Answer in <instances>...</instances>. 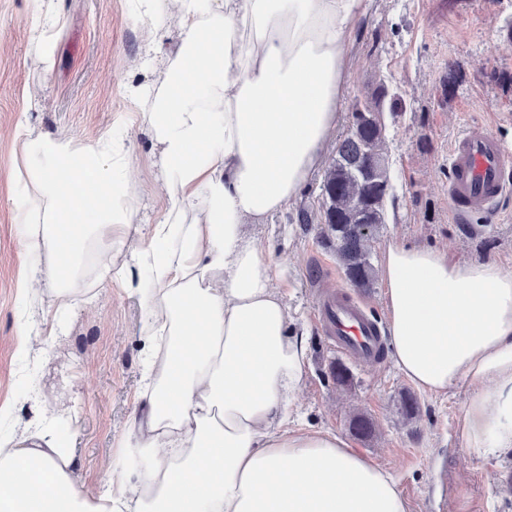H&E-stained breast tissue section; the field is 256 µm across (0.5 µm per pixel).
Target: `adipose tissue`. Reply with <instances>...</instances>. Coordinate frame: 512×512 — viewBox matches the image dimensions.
<instances>
[{
	"instance_id": "obj_1",
	"label": "adipose tissue",
	"mask_w": 512,
	"mask_h": 512,
	"mask_svg": "<svg viewBox=\"0 0 512 512\" xmlns=\"http://www.w3.org/2000/svg\"><path fill=\"white\" fill-rule=\"evenodd\" d=\"M38 2L43 68L63 13L60 0ZM127 2L153 74L127 97L161 179L136 182L128 135L78 142L19 113L21 245L33 260L21 289L55 313L20 326L17 348L59 335V314L96 308L93 284L137 296L144 389L126 446L144 464L86 488L56 419H42L0 440V512H407L386 469L336 432L296 426L308 335L289 328L283 269L244 234L289 209L322 166L350 76L345 47L370 0ZM148 193L162 205L144 225ZM382 271L395 366L427 393L468 385L464 447L512 451V271L395 243Z\"/></svg>"
}]
</instances>
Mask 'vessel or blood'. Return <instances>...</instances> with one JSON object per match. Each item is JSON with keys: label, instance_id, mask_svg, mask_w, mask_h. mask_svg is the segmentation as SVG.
<instances>
[{"label": "vessel or blood", "instance_id": "1", "mask_svg": "<svg viewBox=\"0 0 512 512\" xmlns=\"http://www.w3.org/2000/svg\"><path fill=\"white\" fill-rule=\"evenodd\" d=\"M510 171L512 149L485 125H466L448 149V206L454 221L496 218L498 203L512 194V181L506 178ZM318 319L324 336L343 359L362 363L377 357L380 330L360 303L327 294L318 301Z\"/></svg>", "mask_w": 512, "mask_h": 512}]
</instances>
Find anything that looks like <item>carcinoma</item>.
Wrapping results in <instances>:
<instances>
[{
	"instance_id": "1",
	"label": "carcinoma",
	"mask_w": 512,
	"mask_h": 512,
	"mask_svg": "<svg viewBox=\"0 0 512 512\" xmlns=\"http://www.w3.org/2000/svg\"><path fill=\"white\" fill-rule=\"evenodd\" d=\"M401 102L381 84L370 100L353 106L349 130L336 147L320 183L325 239L335 247L336 259L345 278L356 288L368 290L376 280V269L365 242L386 223L387 203L392 194L386 155L384 114L396 113ZM334 384L345 387L353 376L342 363L330 366ZM358 436L375 432L374 422L363 414L350 420Z\"/></svg>"
}]
</instances>
